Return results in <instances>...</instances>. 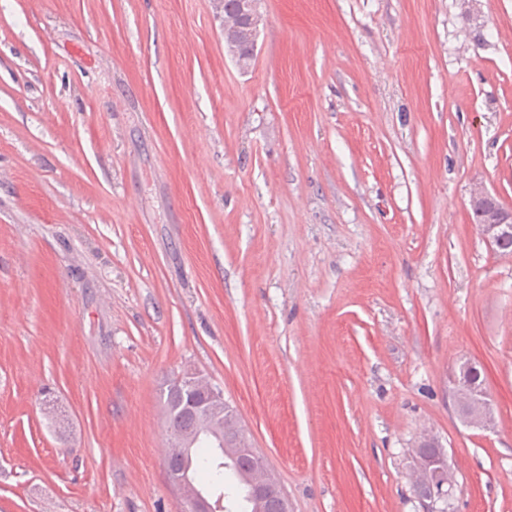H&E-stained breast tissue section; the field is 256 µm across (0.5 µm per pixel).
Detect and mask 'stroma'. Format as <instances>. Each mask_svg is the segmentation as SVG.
<instances>
[{"label":"stroma","mask_w":512,"mask_h":512,"mask_svg":"<svg viewBox=\"0 0 512 512\" xmlns=\"http://www.w3.org/2000/svg\"><path fill=\"white\" fill-rule=\"evenodd\" d=\"M0 0V512H179L161 394L223 389L289 512H512V0ZM467 359L494 407L465 427ZM261 2L262 0H242V11L235 15L238 12L239 0H213L216 13L222 22L224 49L241 70H247L253 61L257 34L264 21L260 10ZM244 40L254 47L250 55L240 51V44ZM471 206L481 217L478 226L484 242L495 252L511 255V251H506L501 245L504 239L512 237V212L498 208L484 188L473 191ZM471 362L459 364L454 376V403L459 410L464 411L468 425L489 429L493 423V408L487 393L471 388L464 379ZM436 455L434 448H421L416 454L414 462L415 467L421 466V468L424 469L423 472L425 480L416 484L414 490L419 497L426 498L423 499V502L426 506L427 512L435 511L433 510L434 505L438 501H442L452 496L454 490V482L448 477V483L443 482L435 491L432 492L431 496H429L431 493V487L436 486L445 477L443 466L433 464V459ZM418 461H420V464Z\"/></svg>","instance_id":"35a3bbf8"}]
</instances>
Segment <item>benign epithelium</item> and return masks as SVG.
I'll list each match as a JSON object with an SVG mask.
<instances>
[{"label": "benign epithelium", "mask_w": 512, "mask_h": 512, "mask_svg": "<svg viewBox=\"0 0 512 512\" xmlns=\"http://www.w3.org/2000/svg\"><path fill=\"white\" fill-rule=\"evenodd\" d=\"M262 0H242V11L238 15L224 13V0H213L219 14L224 34V49L236 65L246 70L251 66L253 55L240 51L243 41L256 45V38L264 16L260 10ZM471 206L481 221L479 232L484 242L495 252L508 254L502 248L503 240L512 237V212L498 208L492 196L483 188L471 194ZM470 362L459 364L454 376V403L464 411L467 424L488 429L493 423V408L485 391L470 387L464 379ZM183 398L182 405L167 415L166 421L176 417L191 419L190 427L175 435H168L170 450L167 466L171 482L179 492L181 512H221L223 501L200 490L190 478L191 449L201 445L208 448H226V438L235 435L236 447L232 451L247 458L256 456L250 440L241 430L238 417L224 400L223 392L215 388L199 372L188 373L169 384ZM254 493L270 501L271 512H288L286 498L269 469L262 468L255 475ZM454 490L453 480L442 483L426 498V512L450 496Z\"/></svg>", "instance_id": "benign-epithelium-1"}]
</instances>
